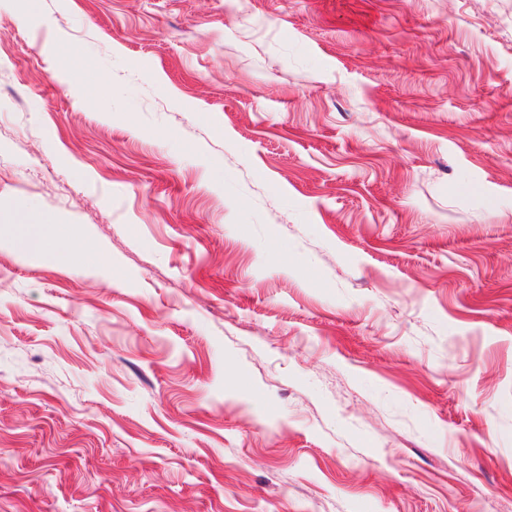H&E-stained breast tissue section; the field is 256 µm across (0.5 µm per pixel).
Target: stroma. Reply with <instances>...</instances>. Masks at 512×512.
Instances as JSON below:
<instances>
[{"instance_id":"stroma-1","label":"stroma","mask_w":512,"mask_h":512,"mask_svg":"<svg viewBox=\"0 0 512 512\" xmlns=\"http://www.w3.org/2000/svg\"><path fill=\"white\" fill-rule=\"evenodd\" d=\"M0 34V512H512V0Z\"/></svg>"}]
</instances>
